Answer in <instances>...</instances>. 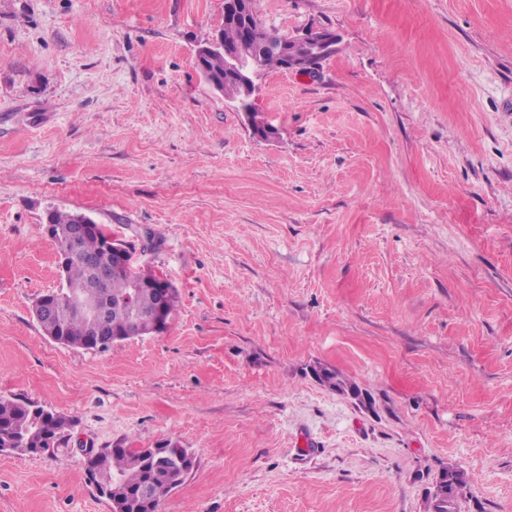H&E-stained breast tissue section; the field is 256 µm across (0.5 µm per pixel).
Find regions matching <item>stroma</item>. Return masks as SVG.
Returning <instances> with one entry per match:
<instances>
[{"instance_id":"obj_1","label":"stroma","mask_w":512,"mask_h":512,"mask_svg":"<svg viewBox=\"0 0 512 512\" xmlns=\"http://www.w3.org/2000/svg\"><path fill=\"white\" fill-rule=\"evenodd\" d=\"M288 38L255 137L200 76L224 0H0V397L70 416L0 453V512H111L86 448L189 449L161 512H512V0H255ZM153 247L169 329L74 348L49 212ZM322 364L357 401L315 380ZM440 495H427V512H452L455 500L463 496L466 483L463 474L452 464H448L440 471L436 480Z\"/></svg>"}]
</instances>
